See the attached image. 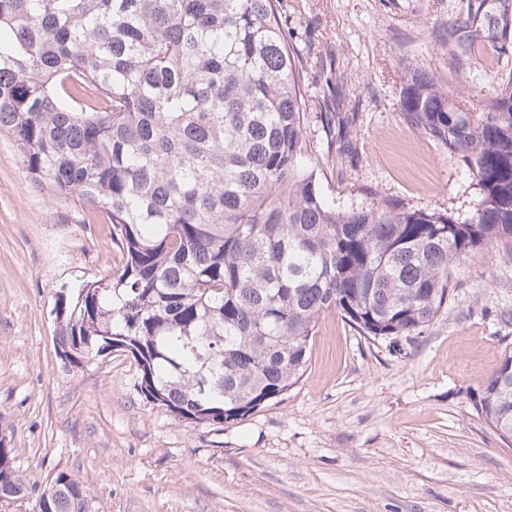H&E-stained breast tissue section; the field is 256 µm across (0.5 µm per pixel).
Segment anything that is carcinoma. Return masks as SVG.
Here are the masks:
<instances>
[{
	"label": "carcinoma",
	"instance_id": "cac0c4a2",
	"mask_svg": "<svg viewBox=\"0 0 512 512\" xmlns=\"http://www.w3.org/2000/svg\"><path fill=\"white\" fill-rule=\"evenodd\" d=\"M279 0H0V135L35 188L112 224L122 266L60 291L53 342L82 369L131 354L144 397L232 424L304 376L321 316L409 336L478 250L512 258V78L472 112L415 69L400 107L463 162L464 217L324 199L303 126L298 53ZM483 40L470 20L451 26ZM512 447V346L473 401ZM0 444V500L27 491ZM38 502L91 512L59 471Z\"/></svg>",
	"mask_w": 512,
	"mask_h": 512
}]
</instances>
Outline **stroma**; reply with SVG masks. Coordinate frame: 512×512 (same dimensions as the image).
I'll return each mask as SVG.
<instances>
[{"instance_id":"1","label":"stroma","mask_w":512,"mask_h":512,"mask_svg":"<svg viewBox=\"0 0 512 512\" xmlns=\"http://www.w3.org/2000/svg\"><path fill=\"white\" fill-rule=\"evenodd\" d=\"M301 58L304 127L326 199L465 214L467 167L399 108L411 69L479 104L512 78V0H281ZM471 17L485 39L448 53ZM325 112L352 116L349 153ZM78 199L39 192L0 136V434L29 484L0 512H35L57 472L94 512H512V447L473 397L512 344V259L484 250L451 273L447 307L420 334L370 340L336 311L288 392L227 425L179 421L141 394L124 352L65 367L53 343L57 292L121 264L111 227Z\"/></svg>"}]
</instances>
